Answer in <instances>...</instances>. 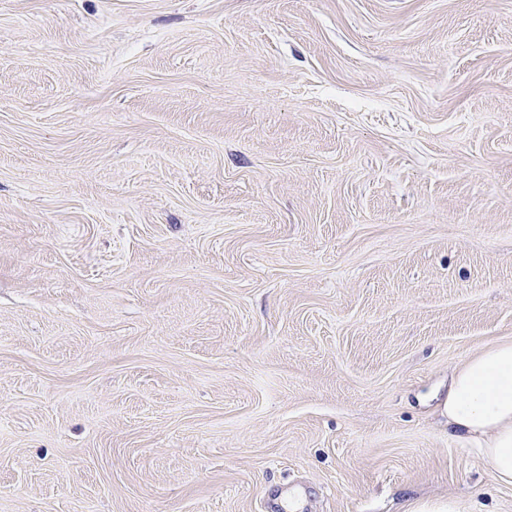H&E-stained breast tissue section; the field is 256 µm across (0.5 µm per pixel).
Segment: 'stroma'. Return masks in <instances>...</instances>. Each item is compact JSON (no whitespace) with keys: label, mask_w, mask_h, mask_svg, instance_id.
<instances>
[{"label":"stroma","mask_w":512,"mask_h":512,"mask_svg":"<svg viewBox=\"0 0 512 512\" xmlns=\"http://www.w3.org/2000/svg\"><path fill=\"white\" fill-rule=\"evenodd\" d=\"M502 341L512 0H0V512H512ZM448 436L480 448L495 478L512 485V342L471 356L448 384Z\"/></svg>","instance_id":"stroma-1"}]
</instances>
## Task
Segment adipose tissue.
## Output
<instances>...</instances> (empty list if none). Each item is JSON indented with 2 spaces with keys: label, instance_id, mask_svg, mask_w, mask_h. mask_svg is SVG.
I'll list each match as a JSON object with an SVG mask.
<instances>
[{
  "label": "adipose tissue",
  "instance_id": "obj_1",
  "mask_svg": "<svg viewBox=\"0 0 512 512\" xmlns=\"http://www.w3.org/2000/svg\"><path fill=\"white\" fill-rule=\"evenodd\" d=\"M448 434L480 448L495 478L512 485V342L471 356L448 384Z\"/></svg>",
  "mask_w": 512,
  "mask_h": 512
}]
</instances>
